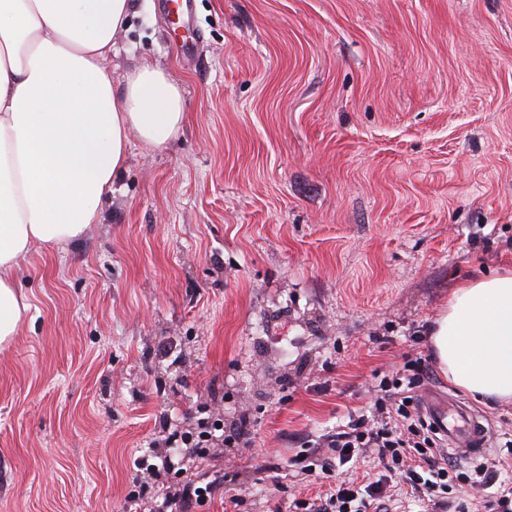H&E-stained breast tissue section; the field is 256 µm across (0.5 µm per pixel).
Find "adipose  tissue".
I'll list each match as a JSON object with an SVG mask.
<instances>
[{
	"label": "adipose tissue",
	"mask_w": 512,
	"mask_h": 512,
	"mask_svg": "<svg viewBox=\"0 0 512 512\" xmlns=\"http://www.w3.org/2000/svg\"><path fill=\"white\" fill-rule=\"evenodd\" d=\"M131 0H0V344L28 305L17 273L32 248L99 223L130 135L159 146L185 123L179 86L142 61L114 86L107 58ZM442 372L512 400V273L459 285L430 330Z\"/></svg>",
	"instance_id": "1"
}]
</instances>
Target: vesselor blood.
Listing matches in <instances>:
<instances>
[{"mask_svg":"<svg viewBox=\"0 0 512 512\" xmlns=\"http://www.w3.org/2000/svg\"><path fill=\"white\" fill-rule=\"evenodd\" d=\"M419 408L459 458L473 460L488 454L487 428L457 400L431 389L420 399Z\"/></svg>","mask_w":512,"mask_h":512,"instance_id":"vessel-or-blood-1","label":"vessel or blood"}]
</instances>
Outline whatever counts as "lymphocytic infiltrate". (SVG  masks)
I'll return each mask as SVG.
<instances>
[{
  "mask_svg": "<svg viewBox=\"0 0 512 512\" xmlns=\"http://www.w3.org/2000/svg\"><path fill=\"white\" fill-rule=\"evenodd\" d=\"M427 376L425 359H408L402 375L380 379L377 420L358 418L327 442L331 454L321 461L323 475H331L367 452L376 454L383 473L360 482L336 480L316 498L295 500L296 512H388L389 484L398 472L403 473L412 495L430 502L434 512H450V494L467 486L496 487V495L484 502L485 512H512V485L499 481L501 470L512 465L506 458L467 470L448 461L438 448L428 424L417 412L413 396ZM222 484V476L207 481L193 474L182 483L160 487L162 502L155 512H167L171 507L177 512H192L195 504L215 494Z\"/></svg>",
  "mask_w": 512,
  "mask_h": 512,
  "instance_id": "f902f5d3",
  "label": "lymphocytic infiltrate"
}]
</instances>
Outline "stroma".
<instances>
[{"mask_svg": "<svg viewBox=\"0 0 512 512\" xmlns=\"http://www.w3.org/2000/svg\"><path fill=\"white\" fill-rule=\"evenodd\" d=\"M135 0L107 60L183 92L81 241L41 245L0 346V512H125L166 431L247 421L195 512H292L308 442L369 411L461 282L512 268V0ZM193 43L189 54L177 43Z\"/></svg>", "mask_w": 512, "mask_h": 512, "instance_id": "1", "label": "stroma"}]
</instances>
